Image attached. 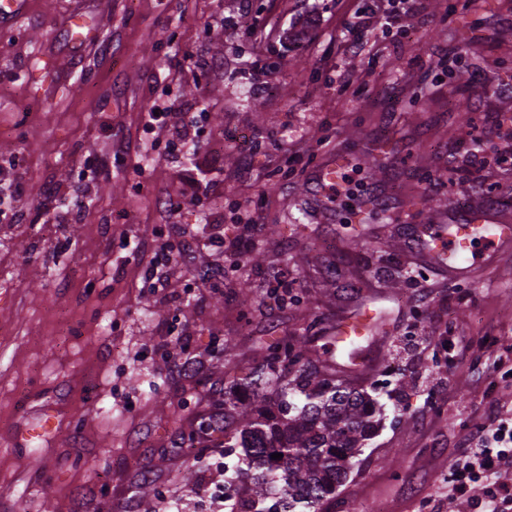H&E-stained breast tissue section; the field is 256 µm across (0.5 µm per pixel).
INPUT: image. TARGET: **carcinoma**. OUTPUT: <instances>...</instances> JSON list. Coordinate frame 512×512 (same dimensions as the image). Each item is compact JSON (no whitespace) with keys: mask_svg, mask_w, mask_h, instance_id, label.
Listing matches in <instances>:
<instances>
[{"mask_svg":"<svg viewBox=\"0 0 512 512\" xmlns=\"http://www.w3.org/2000/svg\"><path fill=\"white\" fill-rule=\"evenodd\" d=\"M314 329L336 338V326L313 319L301 336L257 345L254 366L233 378L217 404L231 440L225 454L237 458L227 481L231 512H326L379 427L374 399L322 359ZM296 393L300 406L290 401ZM210 435L209 423L190 429L188 439L200 445L194 464L204 462Z\"/></svg>","mask_w":512,"mask_h":512,"instance_id":"carcinoma-1","label":"carcinoma"}]
</instances>
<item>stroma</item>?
Returning <instances> with one entry per match:
<instances>
[{"instance_id": "35a3bbf8", "label": "stroma", "mask_w": 512, "mask_h": 512, "mask_svg": "<svg viewBox=\"0 0 512 512\" xmlns=\"http://www.w3.org/2000/svg\"><path fill=\"white\" fill-rule=\"evenodd\" d=\"M367 0H27L0 25V167L26 170L17 223H0V512H226L225 443L214 433L204 465L188 431L224 399L225 364H253L258 340L331 325L351 294L324 279L335 265L363 287L383 331L363 337L356 388L374 387L376 434L336 493L335 512H481L482 487L453 498L449 467L471 430L512 417V244L483 245L471 276L449 280L401 245L415 224L483 208L512 225V93L485 92L512 74V0H419L415 14L372 24L361 54L344 37ZM81 15L98 38L70 48ZM472 79L457 86L458 45ZM262 67L269 86L255 87ZM202 103L195 155L171 162L167 130L143 127L156 103ZM500 116L502 128L486 124ZM385 141L376 186L393 202L363 226L349 259L338 213L311 198L316 172L336 154L355 158ZM482 140L471 157L474 140ZM144 176L133 173V165ZM208 177L186 234L230 224L238 206L261 213V265L232 266L210 250L145 286L139 245L163 244L160 195L181 196ZM117 192L107 193V184ZM86 187L69 223L38 207ZM441 200L437 213L429 199ZM211 286L197 292L199 274ZM285 279L304 298L278 307ZM252 283L241 307V281ZM425 334L435 356L402 364L395 345ZM192 359L194 370L170 365ZM55 433L27 438L43 410Z\"/></svg>"}]
</instances>
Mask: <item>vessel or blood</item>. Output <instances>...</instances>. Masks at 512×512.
<instances>
[{
    "mask_svg": "<svg viewBox=\"0 0 512 512\" xmlns=\"http://www.w3.org/2000/svg\"><path fill=\"white\" fill-rule=\"evenodd\" d=\"M487 230V239L496 244L512 241V226L490 220L486 212L472 211L451 225H416L410 230L419 240L423 260L447 270L449 277L466 276L476 261L475 243L479 230ZM371 313L342 322L337 330L339 341L345 342L369 333Z\"/></svg>",
    "mask_w": 512,
    "mask_h": 512,
    "instance_id": "1",
    "label": "vessel or blood"
}]
</instances>
